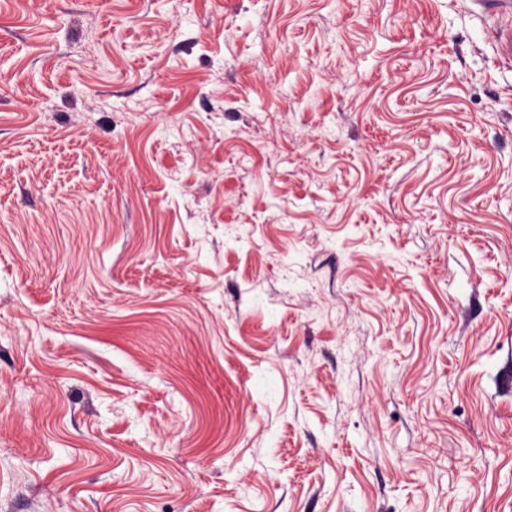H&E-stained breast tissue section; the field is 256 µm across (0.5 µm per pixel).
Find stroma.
I'll return each mask as SVG.
<instances>
[{
  "instance_id": "stroma-1",
  "label": "stroma",
  "mask_w": 512,
  "mask_h": 512,
  "mask_svg": "<svg viewBox=\"0 0 512 512\" xmlns=\"http://www.w3.org/2000/svg\"><path fill=\"white\" fill-rule=\"evenodd\" d=\"M0 512H512L480 7L0 0Z\"/></svg>"
}]
</instances>
